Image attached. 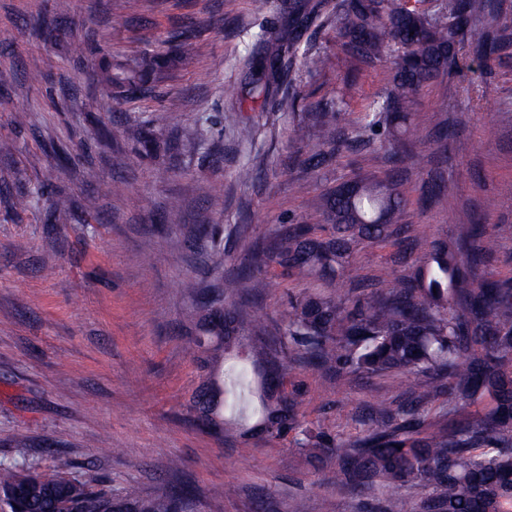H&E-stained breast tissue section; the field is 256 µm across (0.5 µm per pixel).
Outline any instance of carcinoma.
Returning a JSON list of instances; mask_svg holds the SVG:
<instances>
[{
  "label": "carcinoma",
  "mask_w": 512,
  "mask_h": 512,
  "mask_svg": "<svg viewBox=\"0 0 512 512\" xmlns=\"http://www.w3.org/2000/svg\"><path fill=\"white\" fill-rule=\"evenodd\" d=\"M486 9L487 0H440L436 14L408 0H344L336 11L344 61H385L393 70L386 94L365 106L369 122L385 117L389 142L403 138L416 97L456 65L454 46ZM195 64L189 51L144 53L126 67L106 61L94 77L136 96ZM315 117L321 146L334 148L336 110L325 108ZM354 183L351 197L330 190L313 202L319 223L272 230L221 287L183 283L188 296L200 298L203 335L193 346L213 352L206 361L211 383L198 388L189 410L217 409L223 432L232 423L274 439L295 434V450L335 470L336 485L351 495L383 490L388 500L410 496L423 512H512V279L482 271L499 240L512 236V225H472L455 247L434 241L413 274L354 295L355 255L370 243L400 245L411 230L396 180L370 175ZM47 209L60 221L69 200L58 195ZM270 265L319 281L288 296L281 350L265 344L261 322L244 330L235 306L226 304L229 297L271 287L247 273ZM287 350L330 378L414 380L396 407L372 397L364 407L366 434L346 440L306 420L307 388L293 373ZM440 398L441 411L427 418L424 408ZM0 512L199 510L184 493L144 496L131 489L114 495L60 468L0 462Z\"/></svg>",
  "instance_id": "cac0c4a2"
}]
</instances>
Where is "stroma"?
Wrapping results in <instances>:
<instances>
[{"label": "stroma", "mask_w": 512, "mask_h": 512, "mask_svg": "<svg viewBox=\"0 0 512 512\" xmlns=\"http://www.w3.org/2000/svg\"><path fill=\"white\" fill-rule=\"evenodd\" d=\"M55 0H0V461L61 466L71 475L120 493L190 488L201 512H380L381 495L342 494L329 469L305 459L289 441L198 430L188 412L201 382L189 344L199 314L182 290L186 279L211 288L212 242L202 228L220 225L224 271L233 272L253 243L275 226L311 224V203L328 188L369 173L393 176L409 199L412 233L406 255L377 243L356 257L354 287L385 285L413 273L430 242L461 239L469 225L512 224V0H487L485 17L456 48L457 66L426 87L412 114L416 126L398 156L381 149L359 103L383 94V62H340L336 23L300 25L287 70L274 84L243 68L265 56L262 31H277L298 0H271L255 14L251 0H71L48 42L32 27L54 13ZM123 12L124 28L111 25ZM192 31L184 47L192 71L140 98L108 94L89 74L143 49L165 50ZM501 47L476 52L486 33ZM90 50L71 56L66 44ZM319 55L325 68L305 69ZM179 105L163 127H149L151 152L126 137L130 124L169 102ZM336 106L345 130L315 169L307 158L316 134L293 141L294 124ZM26 115L24 124L15 113ZM254 125L242 144L236 122ZM207 142L195 148V135ZM306 193H298V183ZM43 184L69 197L65 221L45 207L14 212L10 200ZM221 192L224 206L211 209ZM98 207L87 211V197ZM182 206L168 207L171 197ZM505 200L491 211L488 198ZM264 294L240 302L244 321L261 320L278 340L287 293L311 287L267 267ZM310 409L332 433L357 439L371 395L399 401L392 383L341 382L295 364Z\"/></svg>", "instance_id": "1"}]
</instances>
